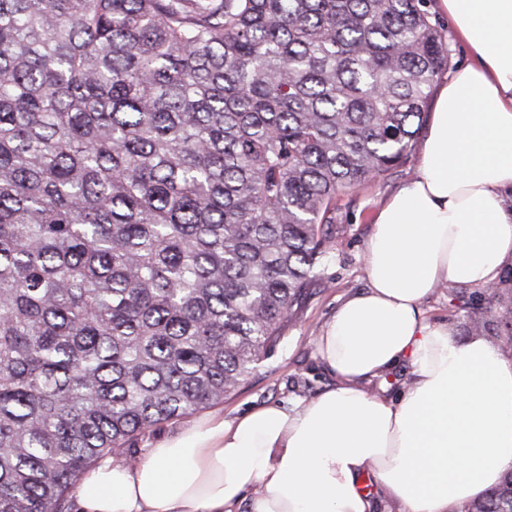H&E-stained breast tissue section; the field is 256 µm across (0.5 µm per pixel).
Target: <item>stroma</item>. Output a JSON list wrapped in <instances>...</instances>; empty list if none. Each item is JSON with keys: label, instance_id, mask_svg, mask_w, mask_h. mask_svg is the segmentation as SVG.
I'll return each mask as SVG.
<instances>
[{"label": "stroma", "instance_id": "35a3bbf8", "mask_svg": "<svg viewBox=\"0 0 512 512\" xmlns=\"http://www.w3.org/2000/svg\"><path fill=\"white\" fill-rule=\"evenodd\" d=\"M420 159V147H413L399 167L337 196L336 246L321 281L312 288L280 344L233 394L211 407V414L231 420L270 403L311 399L335 386V377L316 355L315 340L337 307L367 287L364 254L375 215L414 178ZM471 291L464 284L434 290L423 305L426 316L447 325L455 339H467L466 303Z\"/></svg>", "mask_w": 512, "mask_h": 512}]
</instances>
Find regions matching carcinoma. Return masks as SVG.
I'll return each mask as SVG.
<instances>
[{"mask_svg":"<svg viewBox=\"0 0 512 512\" xmlns=\"http://www.w3.org/2000/svg\"><path fill=\"white\" fill-rule=\"evenodd\" d=\"M449 55L427 0H0V512H71L256 370Z\"/></svg>","mask_w":512,"mask_h":512,"instance_id":"1","label":"carcinoma"}]
</instances>
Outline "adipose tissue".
<instances>
[{"instance_id": "1", "label": "adipose tissue", "mask_w": 512, "mask_h": 512, "mask_svg": "<svg viewBox=\"0 0 512 512\" xmlns=\"http://www.w3.org/2000/svg\"><path fill=\"white\" fill-rule=\"evenodd\" d=\"M472 61L438 89L417 176L378 212L369 286L316 341L337 387L192 422L138 461L106 458L73 512H368L365 474L404 512H453L512 469V362L460 342L422 304L512 266V0H438ZM408 364L398 399L361 383Z\"/></svg>"}]
</instances>
